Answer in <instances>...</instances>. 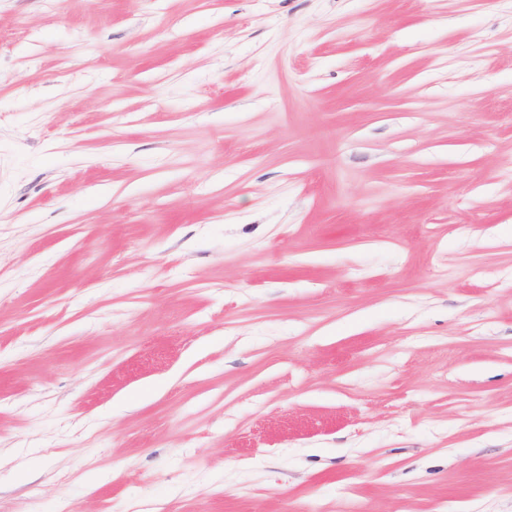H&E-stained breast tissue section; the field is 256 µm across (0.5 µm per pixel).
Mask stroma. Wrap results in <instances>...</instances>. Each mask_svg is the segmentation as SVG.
<instances>
[{
	"label": "stroma",
	"mask_w": 512,
	"mask_h": 512,
	"mask_svg": "<svg viewBox=\"0 0 512 512\" xmlns=\"http://www.w3.org/2000/svg\"><path fill=\"white\" fill-rule=\"evenodd\" d=\"M0 512H512V0H0Z\"/></svg>",
	"instance_id": "1"
}]
</instances>
